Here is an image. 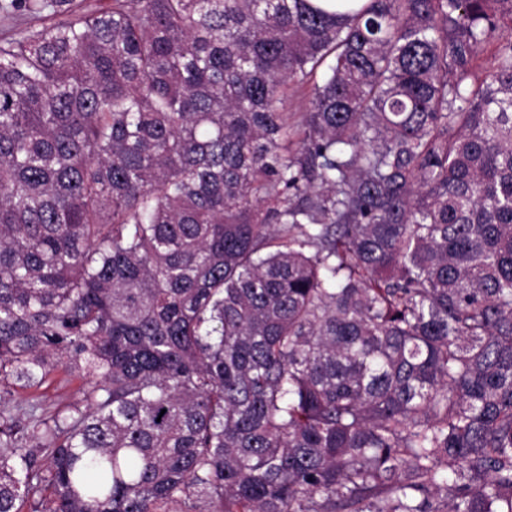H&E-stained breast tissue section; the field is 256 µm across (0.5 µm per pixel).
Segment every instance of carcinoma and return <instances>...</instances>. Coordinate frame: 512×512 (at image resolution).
<instances>
[{
  "mask_svg": "<svg viewBox=\"0 0 512 512\" xmlns=\"http://www.w3.org/2000/svg\"><path fill=\"white\" fill-rule=\"evenodd\" d=\"M0 10V512H512V0ZM47 14L46 11L42 14L6 15L0 11V39L11 38L24 28L39 27L49 23ZM67 380L69 377L63 371H57L50 376L48 382L41 389V392L46 395V405L50 410H54L56 407L62 408L80 398L78 393L80 382Z\"/></svg>",
  "mask_w": 512,
  "mask_h": 512,
  "instance_id": "cac0c4a2",
  "label": "carcinoma"
}]
</instances>
